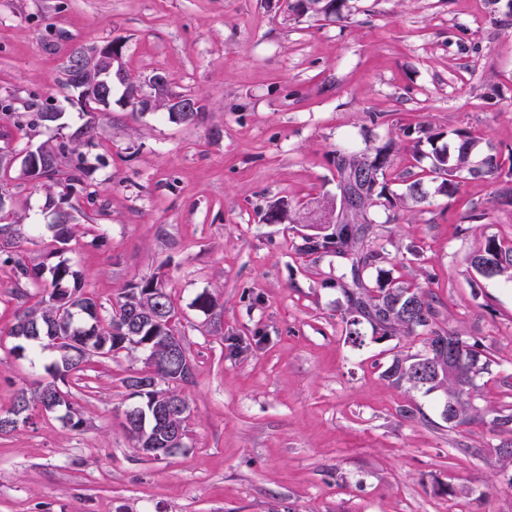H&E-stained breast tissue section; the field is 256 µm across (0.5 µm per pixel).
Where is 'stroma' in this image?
<instances>
[{
    "instance_id": "1",
    "label": "stroma",
    "mask_w": 512,
    "mask_h": 512,
    "mask_svg": "<svg viewBox=\"0 0 512 512\" xmlns=\"http://www.w3.org/2000/svg\"><path fill=\"white\" fill-rule=\"evenodd\" d=\"M338 3L328 18L286 0H0V96L13 100L0 148L56 145L86 125L93 135L81 151L96 195L63 255L46 186L11 168L1 191L24 260L67 259L107 309L163 276L194 365L185 446L154 459L120 424L138 402L123 380L144 352L93 358L70 388L82 430L36 410L0 436V512H448L452 496L469 512H512V470L490 453L512 433L449 427L442 392L385 380L421 337L383 338L363 321L352 342L345 297L328 283L341 259L301 249L339 202L334 150L389 145L391 193L419 178L426 199L371 209L384 259L367 280L383 271L429 290L439 325L491 359L480 406H512V281L470 266L486 237L512 242V205L496 201L499 182L471 176L451 198L425 175L460 130L475 140L472 167L512 154V0ZM111 41L127 69L163 72L173 92L200 99L203 117L133 112L118 84L111 111L87 114L63 68L73 47ZM35 95L55 101L59 119L16 128ZM421 124L439 139L404 136ZM279 198L290 220L261 223ZM19 289L0 266V413L49 381L55 359L13 352ZM202 293L215 311L195 306Z\"/></svg>"
}]
</instances>
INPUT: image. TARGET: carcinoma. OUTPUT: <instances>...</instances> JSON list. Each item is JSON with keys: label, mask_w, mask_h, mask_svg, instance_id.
<instances>
[{"label": "carcinoma", "mask_w": 512, "mask_h": 512, "mask_svg": "<svg viewBox=\"0 0 512 512\" xmlns=\"http://www.w3.org/2000/svg\"><path fill=\"white\" fill-rule=\"evenodd\" d=\"M28 124H51L58 120L59 113L48 112L38 103H31ZM87 132L79 128L68 141L57 146H44L38 150L37 163L31 164L28 157L22 158L24 173L45 185L55 193L49 194L48 203L54 204V196L64 200L79 188L86 193L84 176L89 169L87 159L80 154L77 162L68 168L61 162L68 154L77 151L85 140ZM474 139L467 132L458 134L454 149L442 148L434 152L429 174L441 179L439 190L454 196L462 179L468 175L481 174L491 180L499 179L502 166L496 156L485 158L480 168L469 164ZM336 157V180L342 196L356 198L348 222L329 224L323 231L303 237L302 251L310 254L336 256L347 262L346 271L336 277V285L342 288L346 297V314L350 324L358 318L366 319L373 332L383 337L421 336L424 350L413 355L395 358L382 373V377L396 385L427 392L440 390L444 393L442 416L449 424L457 427L475 420L481 413L475 400L476 378L488 372L490 358L478 342L465 339L456 330L438 325L437 313L431 293L414 282H405L390 277H378L375 285L365 281V273L376 267L382 254L376 245L374 222L370 219L369 203L375 184L387 186V174L393 167L388 146L372 148L358 156L338 149ZM426 198L417 179L406 186L401 195V205L414 207ZM80 205L68 204V209L58 213L54 225V241L59 244L57 252L73 240V214ZM290 205L285 199L268 206L261 216L265 224H279L288 218ZM22 236L17 222L0 224V265L11 268L15 279L41 287L45 274H50L49 287L43 289L39 300L27 307H21L15 314L9 336H40L48 341L46 347L53 348L55 337L67 339V343L55 350L56 361L52 366L53 380L43 383L31 391L21 390L12 409L0 416V435H8L28 422L29 411L40 408L45 413L64 411L62 419L73 429L86 424L83 413L71 399V393L55 383V379L69 378L79 381L95 354L84 348V340L96 334L120 336L123 345L109 344L103 356L112 357L122 350L140 349L147 351L153 345L165 348L173 340L182 341L177 324L178 311L164 281L152 277L131 285L124 291L108 314L100 313L98 301L83 288L82 274L66 261L61 260L50 268L42 265L31 266L20 255ZM494 264L496 274L512 279V246L505 248L494 237L486 240L472 257L471 265L483 273V267ZM65 289L66 312L59 313L61 306L56 303L57 290ZM151 345H146V342ZM460 343V361L448 364L445 345ZM189 355L185 346H180L177 357L169 360V368L157 372V394L176 404L185 402L180 388L192 383L193 373L186 372L185 361Z\"/></svg>", "instance_id": "carcinoma-1"}]
</instances>
